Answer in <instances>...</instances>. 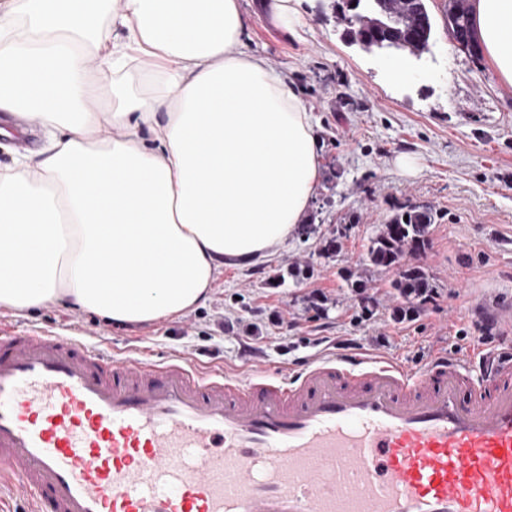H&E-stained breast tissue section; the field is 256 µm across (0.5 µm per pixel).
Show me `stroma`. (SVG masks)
Returning <instances> with one entry per match:
<instances>
[{
	"label": "stroma",
	"instance_id": "stroma-1",
	"mask_svg": "<svg viewBox=\"0 0 512 512\" xmlns=\"http://www.w3.org/2000/svg\"><path fill=\"white\" fill-rule=\"evenodd\" d=\"M272 0H242L250 19L243 49L267 58L319 120L321 178L309 230L249 267L222 270L206 305L145 325H104L82 310L52 303L34 313L0 312L10 333L42 330L77 336L95 349L136 350L153 360L179 357L201 371L243 375L252 358L294 366L334 354L336 340L410 366L433 351L469 349L481 336L467 311L484 289L512 294V85L486 58L458 48L448 29V0H428V53L393 79L388 61L350 44L346 0H305L298 35L273 18ZM0 115V164L39 150L47 132ZM397 204L436 214L429 245L415 263L435 294L419 316L396 322L393 273L369 266L370 241ZM349 225L336 254L323 251ZM307 277H293L297 268ZM366 280L375 303L364 309L343 271ZM321 292L323 312L309 307Z\"/></svg>",
	"mask_w": 512,
	"mask_h": 512
}]
</instances>
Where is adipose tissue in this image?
Masks as SVG:
<instances>
[{
  "label": "adipose tissue",
  "instance_id": "1",
  "mask_svg": "<svg viewBox=\"0 0 512 512\" xmlns=\"http://www.w3.org/2000/svg\"><path fill=\"white\" fill-rule=\"evenodd\" d=\"M472 23L512 85V0ZM247 31L241 0H0V112L50 134L0 167V309L171 318L307 221L317 122Z\"/></svg>",
  "mask_w": 512,
  "mask_h": 512
}]
</instances>
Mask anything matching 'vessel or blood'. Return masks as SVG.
I'll list each match as a JSON object with an SVG mask.
<instances>
[{
  "label": "vessel or blood",
  "instance_id": "1",
  "mask_svg": "<svg viewBox=\"0 0 512 512\" xmlns=\"http://www.w3.org/2000/svg\"><path fill=\"white\" fill-rule=\"evenodd\" d=\"M473 314L512 327V296ZM30 512H512V341L241 378L0 336V479Z\"/></svg>",
  "mask_w": 512,
  "mask_h": 512
}]
</instances>
